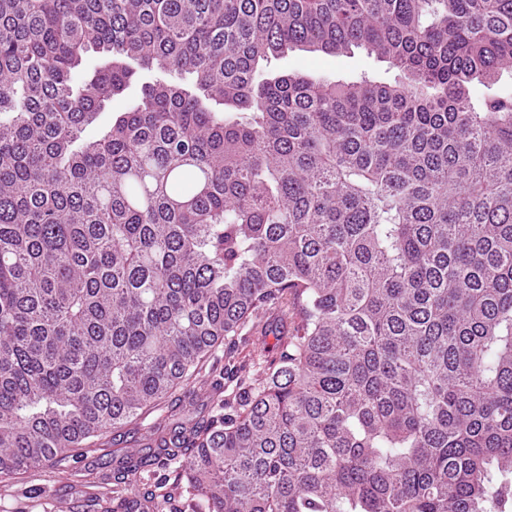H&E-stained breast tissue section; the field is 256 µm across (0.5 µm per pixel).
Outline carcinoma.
I'll return each mask as SVG.
<instances>
[{
  "mask_svg": "<svg viewBox=\"0 0 512 512\" xmlns=\"http://www.w3.org/2000/svg\"><path fill=\"white\" fill-rule=\"evenodd\" d=\"M295 48L404 80L260 76ZM505 71L512 0H0V478L278 311V358L117 483L174 462L208 512H512V92H480Z\"/></svg>",
  "mask_w": 512,
  "mask_h": 512,
  "instance_id": "carcinoma-1",
  "label": "carcinoma"
}]
</instances>
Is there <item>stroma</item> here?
<instances>
[{
	"label": "stroma",
	"mask_w": 512,
	"mask_h": 512,
	"mask_svg": "<svg viewBox=\"0 0 512 512\" xmlns=\"http://www.w3.org/2000/svg\"><path fill=\"white\" fill-rule=\"evenodd\" d=\"M266 74L277 77L300 72L325 79L369 75L392 82L397 69L355 49L345 56H317L296 50L265 63ZM238 373L225 372L223 352H215L196 379L190 380L163 403L165 425L194 422L211 414L213 401L234 388ZM145 426L109 432L97 445L82 448L58 464L40 465L0 480V512H207L175 466H145L136 480L112 486V451L144 447Z\"/></svg>",
	"instance_id": "stroma-1"
}]
</instances>
